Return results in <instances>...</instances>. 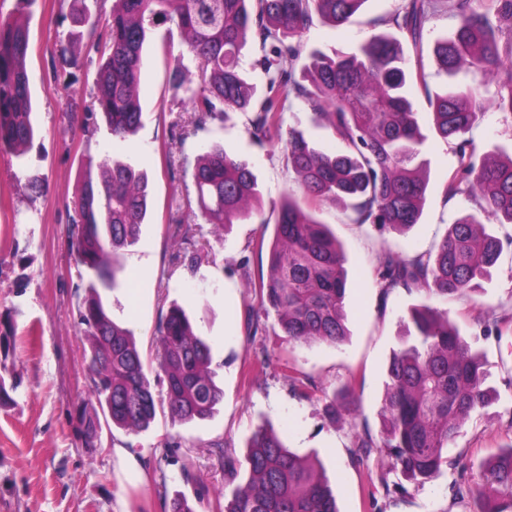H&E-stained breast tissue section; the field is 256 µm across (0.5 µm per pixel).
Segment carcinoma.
I'll return each mask as SVG.
<instances>
[{
    "label": "carcinoma",
    "mask_w": 512,
    "mask_h": 512,
    "mask_svg": "<svg viewBox=\"0 0 512 512\" xmlns=\"http://www.w3.org/2000/svg\"><path fill=\"white\" fill-rule=\"evenodd\" d=\"M367 0H115L103 23H91L88 53L98 61L97 109L124 138L140 122L139 81L146 33L163 22L185 36L197 62L191 90L194 129L223 121L228 112L248 115L256 142L281 149L297 176L303 200L283 195L269 244L270 273L259 283L260 307L272 310L291 342L341 344L349 336L343 312L344 254L311 209L351 201L356 224L409 229L420 222L428 182L425 136L410 90L423 88L435 134L454 144L456 167L442 187L445 198L479 196L482 212L512 224V155L490 161L466 137L490 107L512 117V0H454L452 30L434 41L440 72L464 70L468 79L430 91L424 67L423 32L438 0H400L380 23L404 39L374 34L349 52L310 55L297 66L303 36L319 18L333 25L350 20ZM0 16V151L20 158L36 136L25 59L29 30L23 5ZM259 44L252 69L266 78L261 95L240 69L247 37ZM294 97L330 126L342 148L326 153L296 128H284V104ZM93 159L74 201L70 234L76 262L91 272L79 306V324L89 345L92 384L103 415L128 433L146 430L156 399L130 331L105 309L99 289L118 286V250L137 243L148 211L147 177L114 161ZM197 208L207 224L225 227L260 214L262 198L248 162L214 145L198 156L191 173ZM502 242L474 214L459 217L435 251L403 256L390 249L379 257L378 285L423 290L431 297H463L489 274ZM202 251L184 248L180 264L194 273ZM416 343L393 351L387 363L380 440L357 434L362 463L385 449L406 481L423 484L448 467V446L464 420L488 403L480 354L449 321L447 311L424 303L410 312ZM163 377L158 384L171 414L183 423L213 417L224 399L214 381L211 346L197 336L185 311L170 308L156 329ZM235 481L245 484L224 496L217 512H338L336 496L307 462L286 447L283 434L262 426L250 438L244 460L223 456ZM475 494L479 512H512V446L486 463L476 489L454 484L460 498Z\"/></svg>",
    "instance_id": "cac0c4a2"
}]
</instances>
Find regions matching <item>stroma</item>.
<instances>
[{
	"mask_svg": "<svg viewBox=\"0 0 512 512\" xmlns=\"http://www.w3.org/2000/svg\"><path fill=\"white\" fill-rule=\"evenodd\" d=\"M108 17L114 0H35L29 9L27 75L35 102L39 134L23 159L0 153V376L9 398L0 404V512H164L163 499L177 493L194 498L196 512H216L227 482L223 452L243 456L259 426L285 429L284 440L311 457L336 494L339 512H475L473 498L452 490L459 479L477 485L482 465L512 445V224L488 221L490 233L504 244L497 264L471 296L438 300L461 335L482 354L492 402L462 425L448 448V467L431 482L409 486L403 496L382 495L383 484L402 475L379 454L365 463L353 455L359 430L379 436L385 368L393 348L411 325L407 312L423 303L424 292L397 288L382 293L376 282L377 259L385 248L406 255L434 249L461 215L477 211V198H445L442 186L456 166L451 144L431 128L424 90L410 93L426 137L429 182L419 224L406 232L352 223L349 206L327 204L316 217L342 244L347 270L344 315L350 336L340 345H289L275 318L260 317L257 333L246 326V311L258 306L254 284L268 277L267 252L260 238H271L275 207L285 190H297L279 151L257 145L247 117L229 113L208 124L186 144L178 135L186 126L191 102L174 91L169 75L173 56L184 55L182 77L198 83V68L186 57L184 38L175 26L151 29L143 48L140 74L141 117L135 134L117 139L105 122L93 133L82 131L94 110L96 67L86 59L87 28L74 21L79 5ZM398 0H366L349 23H314L304 37L306 51L350 49L384 33L379 19ZM286 125L304 130L324 151L340 142L324 124L314 123L307 107L291 100ZM468 137L481 155L501 159L512 154V118L488 111ZM246 160L263 196L260 219L220 230L204 223L194 204L196 190L185 171L213 144ZM119 160L148 176L153 206L136 245L119 250L122 282L101 297L110 316L131 329L149 378L160 372L155 335L161 314L180 305L197 335L212 349L215 381L224 400L210 419L182 424L157 409L148 430L132 434L101 427L87 444L76 403H97L89 393L84 359L86 340L77 326L84 295L80 287L70 217L81 189L86 159ZM37 178L45 191L30 194L25 183ZM190 228L209 260L188 274L178 257L184 248L177 226ZM497 323L487 328L479 313ZM311 378L310 397L295 393L282 364ZM354 389L356 416L329 422L325 394ZM127 449L142 460V474L128 471L115 454ZM193 481H185V473Z\"/></svg>",
	"mask_w": 512,
	"mask_h": 512,
	"instance_id": "1",
	"label": "stroma"
}]
</instances>
